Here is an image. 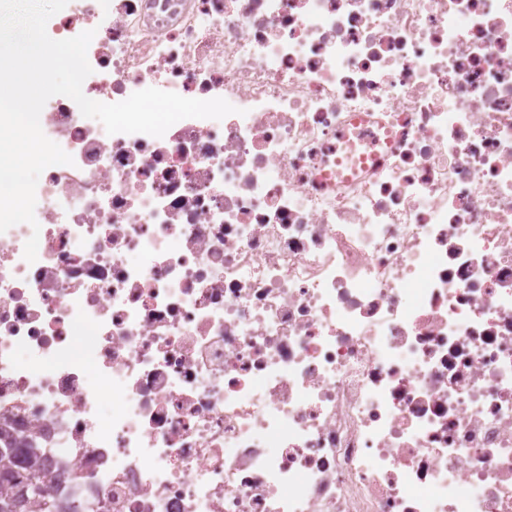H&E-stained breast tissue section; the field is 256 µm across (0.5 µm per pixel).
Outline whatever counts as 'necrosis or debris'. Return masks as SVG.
<instances>
[{"instance_id":"necrosis-or-debris-1","label":"necrosis or debris","mask_w":512,"mask_h":512,"mask_svg":"<svg viewBox=\"0 0 512 512\" xmlns=\"http://www.w3.org/2000/svg\"><path fill=\"white\" fill-rule=\"evenodd\" d=\"M108 134L0 233V424L73 512H512V0H69ZM38 234L35 262L24 245Z\"/></svg>"}]
</instances>
